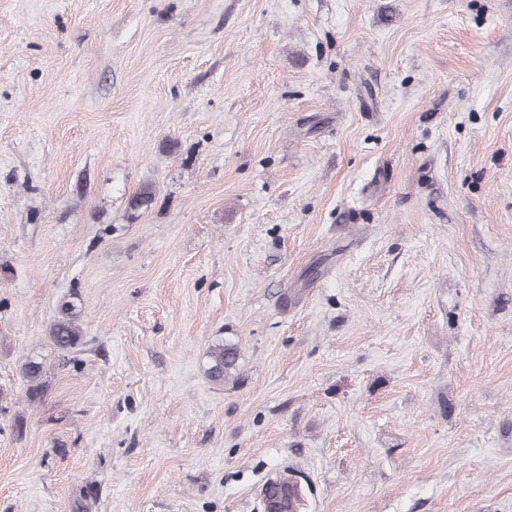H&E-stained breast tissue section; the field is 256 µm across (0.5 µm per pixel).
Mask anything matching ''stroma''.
I'll return each mask as SVG.
<instances>
[{
	"label": "stroma",
	"mask_w": 512,
	"mask_h": 512,
	"mask_svg": "<svg viewBox=\"0 0 512 512\" xmlns=\"http://www.w3.org/2000/svg\"><path fill=\"white\" fill-rule=\"evenodd\" d=\"M0 388V512H512V0H0ZM79 312L70 301H63L59 306L58 318L50 330V337L54 345L60 350H72L81 340ZM240 350L238 342L231 339L214 344L209 351L208 377L215 382H224L237 369ZM20 373L28 384V395L31 399L37 398L40 394L43 376V363L35 358H26L21 365Z\"/></svg>",
	"instance_id": "obj_1"
}]
</instances>
